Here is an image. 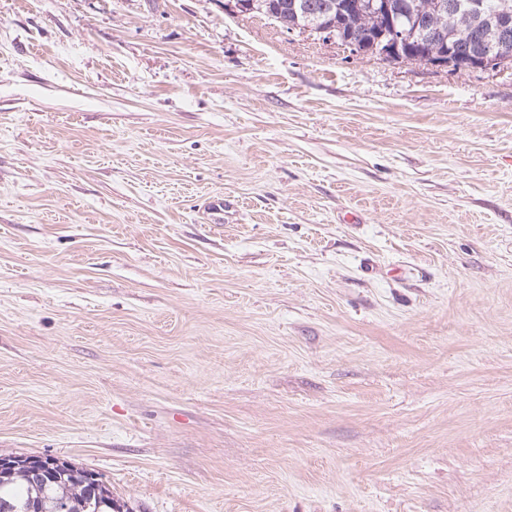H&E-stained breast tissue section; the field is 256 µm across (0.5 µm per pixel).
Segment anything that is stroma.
<instances>
[{"instance_id": "stroma-1", "label": "stroma", "mask_w": 512, "mask_h": 512, "mask_svg": "<svg viewBox=\"0 0 512 512\" xmlns=\"http://www.w3.org/2000/svg\"><path fill=\"white\" fill-rule=\"evenodd\" d=\"M0 454L121 512H512V71L0 0Z\"/></svg>"}]
</instances>
